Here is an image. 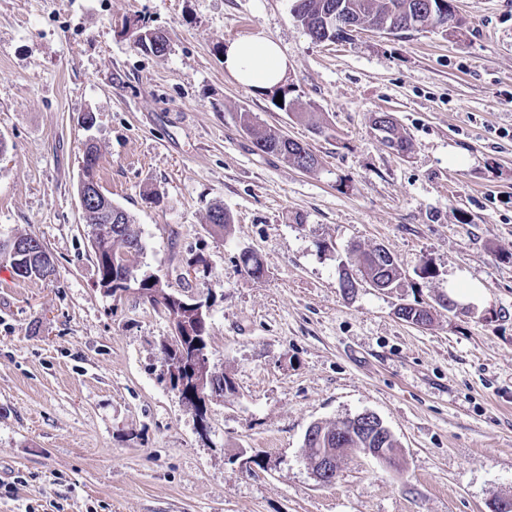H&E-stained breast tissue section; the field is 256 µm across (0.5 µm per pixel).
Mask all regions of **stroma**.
<instances>
[{"label":"stroma","mask_w":512,"mask_h":512,"mask_svg":"<svg viewBox=\"0 0 512 512\" xmlns=\"http://www.w3.org/2000/svg\"><path fill=\"white\" fill-rule=\"evenodd\" d=\"M293 6L0 0V240L37 235L56 266L0 278V512H493L512 499V0H456L454 28L335 43ZM132 19L167 36L164 54L136 46ZM260 32L283 50L299 113L224 68L225 42ZM243 112L318 167L257 151ZM383 112L407 154L375 130ZM89 139L103 191L141 230L143 271L211 305L209 356L235 391L210 402L207 434L164 374L166 314L137 284L95 285L77 196ZM216 205L230 236L209 226ZM354 245L391 252L398 286L345 295ZM245 250L262 278L241 268ZM196 254L207 266L192 271ZM470 282L482 298L441 305ZM403 303L431 322L399 319ZM363 412L396 438L398 467L354 448L319 483L306 430Z\"/></svg>","instance_id":"obj_1"}]
</instances>
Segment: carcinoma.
I'll return each mask as SVG.
<instances>
[{"label": "carcinoma", "instance_id": "1", "mask_svg": "<svg viewBox=\"0 0 512 512\" xmlns=\"http://www.w3.org/2000/svg\"><path fill=\"white\" fill-rule=\"evenodd\" d=\"M423 2L425 0H296L294 18L309 33L319 34L324 29L325 17L338 10L357 19L375 21L386 17L387 5L390 4L397 11V16L393 20L396 25L401 24L407 15L413 16L423 29L441 25L438 16L448 14V0H430L433 6L431 14L418 12ZM140 33L137 45L141 49L152 54L164 53L165 48H156L153 44L155 39L165 40L164 35H157L154 30L145 26L140 28ZM239 122L258 151L282 156L305 172H311L316 168L318 160L310 148L260 124L248 112L240 113ZM386 126L389 140L395 139L400 147L410 149V141L401 132L394 117H389ZM112 213L119 215V223H108L98 206L88 205L83 211V219L91 228L89 243L97 269L96 286L113 295L128 288L130 282H137L141 295L151 305H160L168 313L176 315L183 328L179 340L161 345L164 365L170 369L189 364L196 355L208 351L211 323L206 304L194 307V300L186 295L167 291V285L161 279L153 275H138L139 259L145 251L141 232L133 215L120 205H112ZM208 220L213 231L224 235L230 232L233 224L232 215L221 206L211 209ZM28 248L46 252L44 243L37 236L20 234L0 242V261L9 265L17 279H45L53 275L55 269L43 266L39 259L32 261L28 258ZM374 253L373 249L361 250L355 247L351 250L352 258L364 279L371 281L383 277L387 280L388 287H395L402 276L397 261L387 263V267L384 268L376 263ZM240 262L244 271L251 273L253 277L259 278L266 273L263 261L251 251L242 252ZM21 267L25 268V272H17ZM230 383L231 379L220 371L213 379H207L204 383L194 386L197 404L193 405V409L197 411L199 407L205 406L206 401L214 394L222 396L226 390L233 391ZM339 429L340 426L337 424L317 426L315 439L308 444L311 455H316L322 448L341 447V444L336 442ZM344 444L351 448H388L392 452L388 464L396 466L399 463L398 443L395 438L373 427L354 431V435L344 439Z\"/></svg>", "mask_w": 512, "mask_h": 512}]
</instances>
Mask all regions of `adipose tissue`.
<instances>
[{
	"mask_svg": "<svg viewBox=\"0 0 512 512\" xmlns=\"http://www.w3.org/2000/svg\"><path fill=\"white\" fill-rule=\"evenodd\" d=\"M224 66L239 83L269 89L282 82L287 62L278 43L258 33L227 42L224 46Z\"/></svg>",
	"mask_w": 512,
	"mask_h": 512,
	"instance_id": "obj_1",
	"label": "adipose tissue"
}]
</instances>
